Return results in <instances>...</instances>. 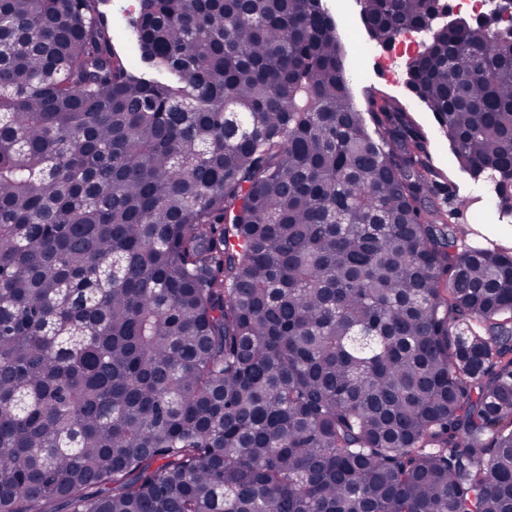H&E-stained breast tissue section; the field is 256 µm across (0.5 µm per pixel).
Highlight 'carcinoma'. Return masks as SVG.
<instances>
[{"instance_id": "obj_1", "label": "carcinoma", "mask_w": 512, "mask_h": 512, "mask_svg": "<svg viewBox=\"0 0 512 512\" xmlns=\"http://www.w3.org/2000/svg\"><path fill=\"white\" fill-rule=\"evenodd\" d=\"M436 0H362L380 43ZM0 0V512H512V253L351 101L319 0ZM408 84L512 209V37ZM105 1L106 4L100 2ZM125 0H95L97 13L102 17L105 25V32L110 38L112 48L120 55L129 67V70L136 75H150L154 70L144 63L140 58L138 43L134 32V22L138 13L129 15L127 21L129 29L127 34L119 35L113 28V18L119 15L126 7Z\"/></svg>"}]
</instances>
